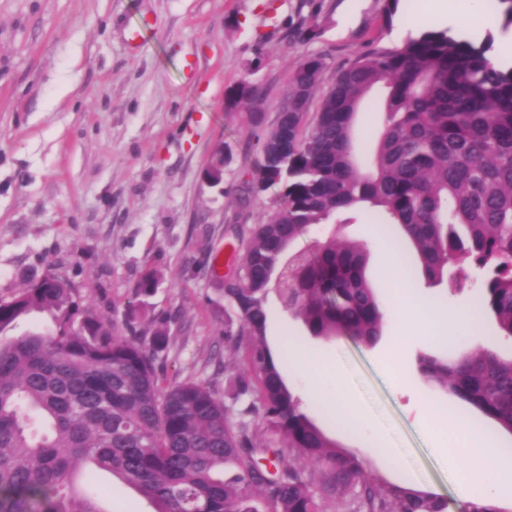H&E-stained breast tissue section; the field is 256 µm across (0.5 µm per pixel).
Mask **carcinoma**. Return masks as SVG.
Wrapping results in <instances>:
<instances>
[{
  "instance_id": "obj_1",
  "label": "carcinoma",
  "mask_w": 512,
  "mask_h": 512,
  "mask_svg": "<svg viewBox=\"0 0 512 512\" xmlns=\"http://www.w3.org/2000/svg\"><path fill=\"white\" fill-rule=\"evenodd\" d=\"M493 42L434 26L377 45L336 75L314 113L325 63L307 57L270 125L259 85L227 90L258 156L240 198L278 193L267 221L234 227L239 276L223 288L224 340L247 363L224 366V395L203 380L165 383L166 329L116 335L60 275L0 297V334L36 314L55 325L0 343V512H110L100 473L138 489L154 512H327L336 494V512H445L432 494L381 490L307 416L266 341L269 294L313 336L375 343L386 312L365 276L366 246L331 238L288 254L310 227L368 210L412 243L428 281L451 268L462 289L480 272L479 309L512 337V65L491 63ZM378 87L388 90L385 129L363 168L355 118ZM419 371L512 434V358L428 355ZM295 460L318 477L303 479Z\"/></svg>"
}]
</instances>
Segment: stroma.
<instances>
[{
  "label": "stroma",
  "mask_w": 512,
  "mask_h": 512,
  "mask_svg": "<svg viewBox=\"0 0 512 512\" xmlns=\"http://www.w3.org/2000/svg\"><path fill=\"white\" fill-rule=\"evenodd\" d=\"M428 0H401L391 24L383 0H0V295L49 272L65 276L114 332L152 335L165 326L158 365L166 381L205 380L224 388V366L243 351L224 341V296L211 272L227 227L259 224L275 210V190L249 201L237 192L253 157L242 110L227 108L240 80L277 105L294 67L325 63L323 86L369 49L391 46L394 30L426 14ZM318 25L308 42L294 30ZM223 164L211 185L206 168ZM337 236L367 245V279L382 305L391 285L382 251L391 232L364 215L354 224H319L293 251ZM154 293L136 288L147 273ZM416 292L444 307L473 310L479 288L453 291L414 274ZM399 317H388L374 344L311 335L274 307L267 343L289 390L342 450L362 459L379 486L403 485L442 497L462 512L434 434L464 416L512 448V435L419 372L434 344L414 338L395 347ZM319 356L325 391L344 381L362 425L336 423L281 348L285 341ZM456 349L512 357V338L478 317L455 333ZM436 402L438 414L423 409Z\"/></svg>",
  "instance_id": "obj_1"
}]
</instances>
